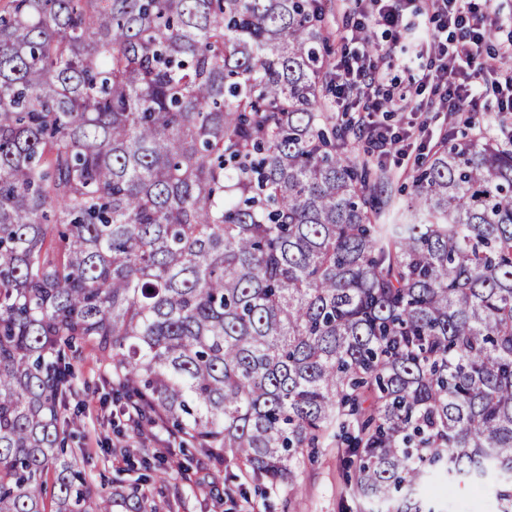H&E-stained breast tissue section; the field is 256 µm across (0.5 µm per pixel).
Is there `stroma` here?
Masks as SVG:
<instances>
[{
	"label": "stroma",
	"mask_w": 512,
	"mask_h": 512,
	"mask_svg": "<svg viewBox=\"0 0 512 512\" xmlns=\"http://www.w3.org/2000/svg\"><path fill=\"white\" fill-rule=\"evenodd\" d=\"M77 418L69 426V445L85 449L80 463L93 483L139 486L137 459L161 454L145 493L160 494L171 512H357L352 471L343 448L329 443L299 469L294 491L257 489L249 472H220L204 465L196 449L181 447L166 430L148 429L133 436L112 391L110 371L95 356L83 354L75 364Z\"/></svg>",
	"instance_id": "obj_1"
}]
</instances>
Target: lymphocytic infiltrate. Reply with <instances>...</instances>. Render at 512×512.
Wrapping results in <instances>:
<instances>
[{
	"label": "lymphocytic infiltrate",
	"mask_w": 512,
	"mask_h": 512,
	"mask_svg": "<svg viewBox=\"0 0 512 512\" xmlns=\"http://www.w3.org/2000/svg\"><path fill=\"white\" fill-rule=\"evenodd\" d=\"M363 19L350 20L344 35L347 44L333 65V109L357 113V127L379 150L410 139V131L392 132L377 120L388 110L422 113L439 110L464 119L479 112L481 87L492 88L499 96L500 109L512 112V68L498 67V60L512 59V42L489 47L487 33L499 24V13L486 0H430L427 10L414 9V0H364ZM394 29L405 36L424 27L415 53L418 88L433 87L437 100L429 101L408 94L398 98L381 97L390 55L371 58L364 50L365 18Z\"/></svg>",
	"instance_id": "obj_1"
}]
</instances>
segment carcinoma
I'll return each instance as SVG.
<instances>
[{
    "label": "carcinoma",
    "mask_w": 512,
    "mask_h": 512,
    "mask_svg": "<svg viewBox=\"0 0 512 512\" xmlns=\"http://www.w3.org/2000/svg\"><path fill=\"white\" fill-rule=\"evenodd\" d=\"M322 0L0 14V512H165L92 485L73 361L215 462L295 486L340 437L362 512H512V143L442 137L410 203L343 154ZM454 496L456 500L465 503L466 512H492L491 503L484 492L461 487L455 490Z\"/></svg>",
    "instance_id": "1"
}]
</instances>
